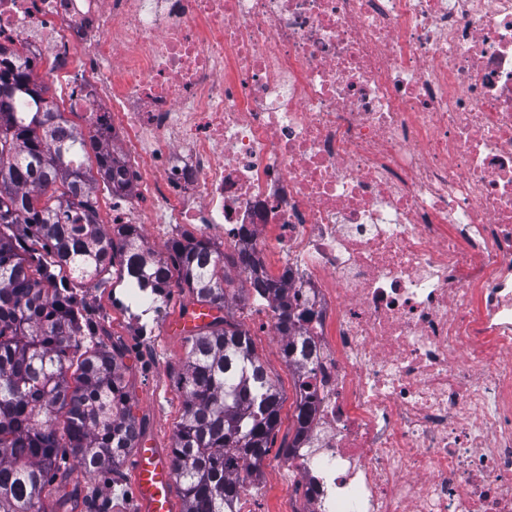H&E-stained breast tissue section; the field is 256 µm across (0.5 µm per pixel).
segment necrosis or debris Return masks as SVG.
Returning a JSON list of instances; mask_svg holds the SVG:
<instances>
[{
  "label": "necrosis or debris",
  "mask_w": 512,
  "mask_h": 512,
  "mask_svg": "<svg viewBox=\"0 0 512 512\" xmlns=\"http://www.w3.org/2000/svg\"><path fill=\"white\" fill-rule=\"evenodd\" d=\"M132 185L286 290L304 512H512V0H0Z\"/></svg>",
  "instance_id": "4bbe7bcc"
}]
</instances>
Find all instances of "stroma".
<instances>
[{
    "label": "stroma",
    "instance_id": "stroma-1",
    "mask_svg": "<svg viewBox=\"0 0 512 512\" xmlns=\"http://www.w3.org/2000/svg\"><path fill=\"white\" fill-rule=\"evenodd\" d=\"M233 296L224 310L226 320L249 330L256 353L273 377L281 397L280 422L268 455L256 472L257 503L264 512H301V485L288 468L284 449L291 442L295 423V376L279 356L272 335L264 326L266 309L248 299L240 274H233ZM80 295L99 325L105 344L125 350L124 384L130 395L131 414L148 443L171 450L173 435L183 414L177 380L184 371L185 336L171 332L172 322L183 317L196 298L188 289L175 288L163 309L142 318L127 298V289L115 274L85 284ZM151 333H143V326ZM71 482L92 487L100 501L120 503L124 512H139L128 462H121L116 478L93 477L73 471Z\"/></svg>",
    "mask_w": 512,
    "mask_h": 512
}]
</instances>
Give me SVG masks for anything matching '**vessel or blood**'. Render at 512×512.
Listing matches in <instances>:
<instances>
[{
    "mask_svg": "<svg viewBox=\"0 0 512 512\" xmlns=\"http://www.w3.org/2000/svg\"><path fill=\"white\" fill-rule=\"evenodd\" d=\"M132 469L140 512H174V474L162 450L140 445L133 454Z\"/></svg>",
    "mask_w": 512,
    "mask_h": 512,
    "instance_id": "obj_1",
    "label": "vessel or blood"
}]
</instances>
